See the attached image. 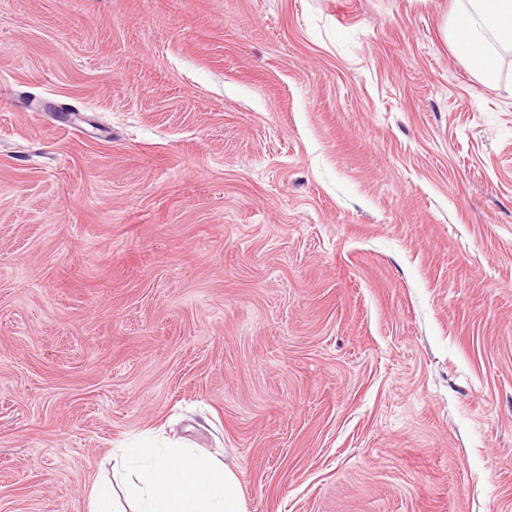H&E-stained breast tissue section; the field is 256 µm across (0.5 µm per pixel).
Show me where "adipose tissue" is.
<instances>
[{"instance_id":"adipose-tissue-1","label":"adipose tissue","mask_w":512,"mask_h":512,"mask_svg":"<svg viewBox=\"0 0 512 512\" xmlns=\"http://www.w3.org/2000/svg\"><path fill=\"white\" fill-rule=\"evenodd\" d=\"M450 38L455 51L491 80L495 51H512V0H463ZM112 474L121 488L93 485L90 512H246L233 465L191 448H124Z\"/></svg>"}]
</instances>
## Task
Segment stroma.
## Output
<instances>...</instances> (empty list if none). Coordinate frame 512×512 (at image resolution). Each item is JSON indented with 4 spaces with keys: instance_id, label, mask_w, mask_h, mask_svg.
Segmentation results:
<instances>
[{
    "instance_id": "35a3bbf8",
    "label": "stroma",
    "mask_w": 512,
    "mask_h": 512,
    "mask_svg": "<svg viewBox=\"0 0 512 512\" xmlns=\"http://www.w3.org/2000/svg\"><path fill=\"white\" fill-rule=\"evenodd\" d=\"M456 7L0 0V512L170 440L247 512H512V53ZM450 38L455 51L488 82L494 76L498 49L512 51V0H460Z\"/></svg>"
}]
</instances>
